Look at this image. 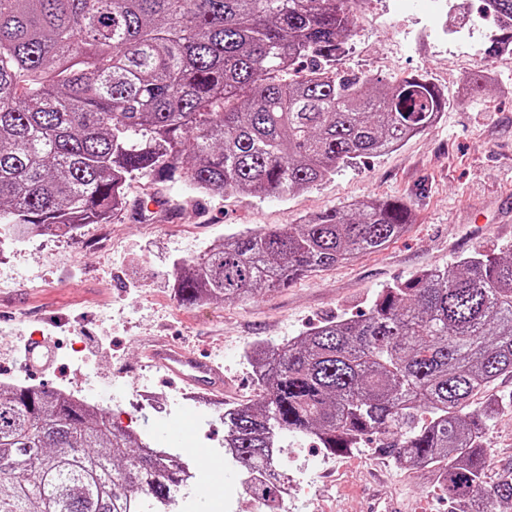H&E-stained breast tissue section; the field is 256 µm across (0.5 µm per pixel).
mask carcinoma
<instances>
[{
    "mask_svg": "<svg viewBox=\"0 0 512 512\" xmlns=\"http://www.w3.org/2000/svg\"><path fill=\"white\" fill-rule=\"evenodd\" d=\"M512 50V0H484ZM353 0H0V240L126 209L135 178H182L201 196L280 197L432 126L447 102L422 75L384 84L336 73ZM412 223L369 198L271 231H239L178 263L180 303L234 301L382 249ZM477 251L381 289L357 317L257 340V393L224 415L247 489L279 512L267 474L280 439L328 455L365 439L426 465L456 512L512 509V468L487 483L483 436L512 395V246ZM187 490L182 459L110 414L40 388L0 391V512H155Z\"/></svg>",
    "mask_w": 512,
    "mask_h": 512,
    "instance_id": "cac0c4a2",
    "label": "carcinoma"
}]
</instances>
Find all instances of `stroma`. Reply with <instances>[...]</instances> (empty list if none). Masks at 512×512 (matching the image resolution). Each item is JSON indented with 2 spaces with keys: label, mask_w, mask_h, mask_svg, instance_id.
I'll use <instances>...</instances> for the list:
<instances>
[{
  "label": "stroma",
  "mask_w": 512,
  "mask_h": 512,
  "mask_svg": "<svg viewBox=\"0 0 512 512\" xmlns=\"http://www.w3.org/2000/svg\"><path fill=\"white\" fill-rule=\"evenodd\" d=\"M416 15L397 0H357L340 71L392 83L411 74L438 84L447 101L437 124L396 149L336 172L313 188L283 197L213 193L195 197L180 179H136L129 206L109 224L72 235L48 232L0 248V373L14 371L46 388L97 393L123 429L153 446L207 449L224 472L219 496L185 497L180 512H255L243 474L225 461V406L255 394L243 354L259 339L282 341L320 322L365 312L387 284L427 269H447L475 251L512 244V55L475 61L473 53L415 47ZM485 75L474 95L472 73ZM369 196L408 203L413 221L381 251L297 280L286 288L233 302L185 307L174 296L176 264L239 230H269ZM28 342L14 355L17 340ZM157 339L212 360L229 381L218 405L182 400L183 383L141 362ZM152 390L164 413L140 410ZM190 423L187 438L171 437L169 419ZM489 475L512 467V408L485 435ZM282 462L298 498L292 512H368L378 492L404 501L405 512H448L429 479L400 469L369 446L327 456L311 438L282 441Z\"/></svg>",
  "instance_id": "35a3bbf8"
}]
</instances>
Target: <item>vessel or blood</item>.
<instances>
[{"label": "vessel or blood", "instance_id": "vessel-or-blood-1", "mask_svg": "<svg viewBox=\"0 0 512 512\" xmlns=\"http://www.w3.org/2000/svg\"><path fill=\"white\" fill-rule=\"evenodd\" d=\"M151 357L156 364L192 386L197 395L216 394L224 389L223 372L211 362L187 350L159 344L152 349Z\"/></svg>", "mask_w": 512, "mask_h": 512}]
</instances>
